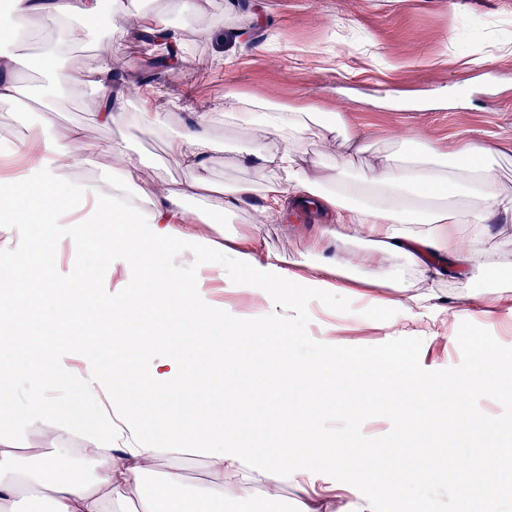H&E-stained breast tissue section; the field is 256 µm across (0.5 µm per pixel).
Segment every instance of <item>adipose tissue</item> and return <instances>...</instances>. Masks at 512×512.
<instances>
[{
	"label": "adipose tissue",
	"mask_w": 512,
	"mask_h": 512,
	"mask_svg": "<svg viewBox=\"0 0 512 512\" xmlns=\"http://www.w3.org/2000/svg\"><path fill=\"white\" fill-rule=\"evenodd\" d=\"M111 9L112 0H10L8 9H0V104L15 112L30 109L17 85L21 60L15 48L21 39L48 32L56 46L71 42L86 24ZM182 11V26L162 16L153 24L159 45L179 59L205 20L201 0H183ZM64 59L56 47L40 57L38 65L46 76L37 93L41 101L57 98L67 87L88 86L96 93L102 125L133 123L149 133L166 126V115L152 109L148 95L139 96L135 111H125V89L110 52L100 51L84 70L66 68ZM220 119L254 144L237 151V164L259 175L272 166L280 172L278 181L265 186L259 205H245L251 185L211 179L212 157L226 149L213 134L219 118L211 112L193 113L166 142L169 154L184 164L179 180L166 178L126 140L115 139L102 151L110 161L109 177L73 181L69 173L84 161L89 146L80 130L64 132L47 119L25 136L8 141L0 137V155L19 165L16 173L0 177V233L19 224L38 227L16 265L0 269V326L18 335L33 321L47 333L71 325L78 343L94 346L107 329L172 321L203 338L224 314L223 308L208 303L204 284L221 280L255 305L246 321L224 325L225 363L231 367L239 338H252L260 356L270 343L288 344L292 315L304 306L303 289L351 297V275L358 271L364 279L391 288L390 297L373 298L367 307L338 314L342 320L374 322L387 337L400 323L416 319L432 266L472 267L492 282L501 277L503 265L489 242L490 227L512 229V186L499 177L494 143L469 142L446 150L419 132L403 133L395 138L393 150L378 156L356 181L340 178L331 188L307 166L306 139H317L328 151L339 131L348 149L361 153L368 148L366 139L338 114L320 113L313 104L286 109L271 97L231 95L224 99ZM291 205L312 207L325 218L306 239L305 261L260 246L265 225L279 222ZM242 209L249 212L251 235H221L219 219ZM84 225L93 229L99 262H135L144 285L135 292L116 283L97 295L89 317L78 302L82 275L63 288L23 282L25 268L42 263L49 248L66 240L79 242ZM347 240L359 242V249L328 256L330 246ZM394 255L400 265H390ZM385 309L393 310V317H382ZM322 341L335 355L331 379L338 386L337 406L361 410L382 399L407 433L422 430L423 413L432 402H452L463 392L454 381L443 386L423 382L405 357L361 358L356 353L360 338L340 335L336 326L325 328ZM57 362L55 354L45 353L22 364H0V395L25 396L11 427L0 430V512H26L37 499L47 501L51 512H110L116 502L138 503L140 512H222L230 496L242 512H252L255 495L277 504L288 488L296 492L290 512H376L373 503L356 500L354 488L336 487L332 480L340 467L362 480L375 476L376 467L364 458L339 455L318 473L298 454L236 447L233 435L239 422L233 417L222 420L218 442L192 447L196 420L211 413L219 394L208 373L160 361L142 374L127 367L121 349L86 369L92 381L104 377L114 382L109 398L113 411H121L133 395L180 403L191 392L193 422L182 426L166 448L122 445L124 435H136V426L107 420L79 451L56 447L61 409L44 396L43 385ZM190 458L205 463L209 481L188 487L180 473L169 471L153 492H146L145 481L160 463Z\"/></svg>",
	"instance_id": "ef3b65f1"
}]
</instances>
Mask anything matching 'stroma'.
<instances>
[{
  "label": "stroma",
  "instance_id": "35a3bbf8",
  "mask_svg": "<svg viewBox=\"0 0 512 512\" xmlns=\"http://www.w3.org/2000/svg\"><path fill=\"white\" fill-rule=\"evenodd\" d=\"M237 14L226 15L225 0H209L207 27L197 36L178 70L162 69L147 81L144 59L132 36L111 35L108 22L88 29L81 48L67 62L92 63L108 48L122 65L129 102L151 84L155 108L170 115L167 133L146 134L137 125L100 126L96 96L90 88L64 92L50 115L12 112L0 107V128L16 132L50 118L63 131L81 129L95 148L75 177L97 180L108 172L98 146L125 138L148 162L173 178L182 164L166 150L168 134L178 132L194 112H220L228 94L275 96L285 106L310 101L323 112L343 109L348 125L361 130L373 148L389 146L393 133L418 129L444 145L495 140L501 145L499 172L512 181V0H240ZM261 6L265 21L248 39L233 40L232 29L245 24L252 6ZM483 64H473L476 55ZM314 215L286 212L282 223L266 225V248L295 258L306 253L296 225L311 226ZM480 271L448 270L440 278L424 314L403 327L401 336L422 339L420 364L434 371L460 364L459 346L442 337L448 323L437 308L454 297L474 293ZM88 360L65 355L43 391L77 396V380ZM127 414L138 421L145 445L163 448L172 428L186 417L168 402L131 400Z\"/></svg>",
  "mask_w": 512,
  "mask_h": 512
}]
</instances>
